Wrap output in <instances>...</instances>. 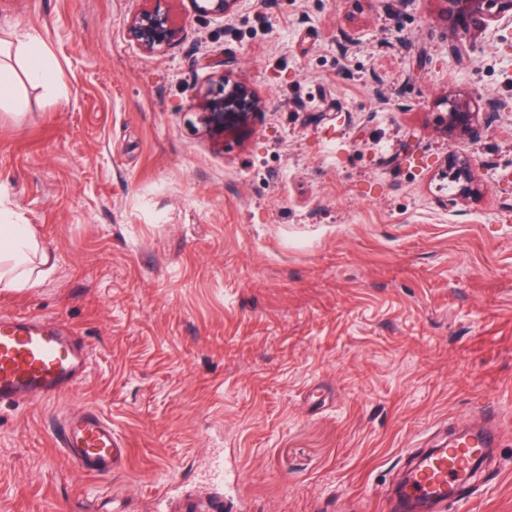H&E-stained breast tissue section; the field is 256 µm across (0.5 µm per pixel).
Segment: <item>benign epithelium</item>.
Listing matches in <instances>:
<instances>
[{"mask_svg": "<svg viewBox=\"0 0 512 512\" xmlns=\"http://www.w3.org/2000/svg\"><path fill=\"white\" fill-rule=\"evenodd\" d=\"M204 14L226 16L232 13L239 0H192ZM442 8L438 23L455 28L460 25L475 30L485 28L488 23L507 14L512 15V0H438ZM133 39L146 52H153L180 40L181 30L166 13L144 9L129 21ZM219 92L205 98L202 111L196 113L199 132L217 147H224L226 132L250 124L260 113V101L238 82H230L224 74L217 79ZM477 100L471 93L445 96L442 105L446 113L439 116L441 127L446 132L460 131L471 137L479 134L475 116ZM449 166L455 169L457 191L448 199L454 205L475 197L479 184L471 161L465 156H451Z\"/></svg>", "mask_w": 512, "mask_h": 512, "instance_id": "1", "label": "benign epithelium"}]
</instances>
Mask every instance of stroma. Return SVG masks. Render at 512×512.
<instances>
[{"mask_svg": "<svg viewBox=\"0 0 512 512\" xmlns=\"http://www.w3.org/2000/svg\"><path fill=\"white\" fill-rule=\"evenodd\" d=\"M169 13L175 44L128 30ZM437 0H0L60 90L0 105V210L54 255L0 316L75 329L90 373L0 407V512H151L206 490L223 512H392L410 458L496 407L499 441L445 512H512V18L446 31ZM463 46L464 56L453 52ZM211 60L263 110L213 147ZM497 105L479 137L444 95ZM477 198L450 204L448 158ZM98 409L122 468L93 477L56 424ZM133 39L146 52H154L180 40L181 30L166 13L144 9L129 21ZM477 100L471 93L446 95L442 105L446 107V113L439 115L441 127L446 132L459 130L471 137H477L479 128L475 116ZM449 167L455 169V181L459 183L457 191L449 199L450 204H457L475 197L479 192V184L471 161L465 156L452 155ZM208 491L202 497L183 503L185 512H219L221 490L224 486V456L220 453L210 465Z\"/></svg>", "mask_w": 512, "mask_h": 512, "instance_id": "1", "label": "stroma"}]
</instances>
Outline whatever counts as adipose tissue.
<instances>
[{
    "instance_id": "ef3b65f1",
    "label": "adipose tissue",
    "mask_w": 512,
    "mask_h": 512,
    "mask_svg": "<svg viewBox=\"0 0 512 512\" xmlns=\"http://www.w3.org/2000/svg\"><path fill=\"white\" fill-rule=\"evenodd\" d=\"M2 53L15 54L23 68L17 71L0 67V103L14 99L23 82L56 92V75L42 61L41 42L35 33L11 29L0 39ZM51 268V257L39 250L30 226L0 214V288L36 287Z\"/></svg>"
}]
</instances>
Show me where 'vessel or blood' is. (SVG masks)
Masks as SVG:
<instances>
[{
  "instance_id": "obj_1",
  "label": "vessel or blood",
  "mask_w": 512,
  "mask_h": 512,
  "mask_svg": "<svg viewBox=\"0 0 512 512\" xmlns=\"http://www.w3.org/2000/svg\"><path fill=\"white\" fill-rule=\"evenodd\" d=\"M88 365L89 356L74 331H63L55 321L38 316L0 318V403L63 394L84 376ZM494 442V430L483 426L446 448L418 455L410 492L398 502L396 512H414L419 498L444 505L449 491L464 489L471 456ZM60 443L66 458L91 475L111 472L126 455L111 422L91 407L69 416ZM223 486L224 458L219 455L210 465L207 493L184 502V512H218Z\"/></svg>"
}]
</instances>
